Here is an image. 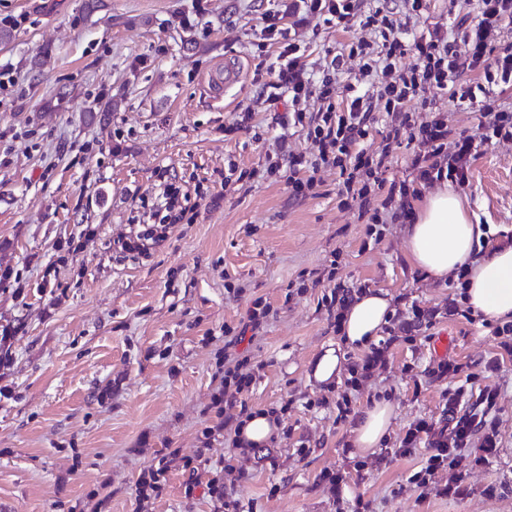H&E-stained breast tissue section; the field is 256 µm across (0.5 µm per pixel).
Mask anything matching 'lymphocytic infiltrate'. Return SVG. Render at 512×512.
Segmentation results:
<instances>
[{"label":"lymphocytic infiltrate","mask_w":512,"mask_h":512,"mask_svg":"<svg viewBox=\"0 0 512 512\" xmlns=\"http://www.w3.org/2000/svg\"><path fill=\"white\" fill-rule=\"evenodd\" d=\"M388 2L376 0L375 8L366 10L363 0H300L305 14L322 18L338 32L360 29L366 36L342 43L320 78L310 71L299 42L291 39L281 46L273 75L294 106L293 122L303 121L301 102L314 97L321 103L308 131L315 147L312 160L283 152L267 167L268 175L287 180L294 195L315 189L314 178H301V171L332 167L341 178V196L365 197L370 185H386L387 159L404 144L411 147L408 166L416 180L462 184L479 147L495 138L512 140V106L501 100L512 88V0H476L475 23L437 24L420 32L411 22L421 15L423 0H403L400 19L393 18ZM355 58L361 64L353 75L347 63ZM446 93L457 105L488 117L482 132L450 137L438 105ZM382 112L389 118L384 146L365 153L362 142ZM421 112L429 113V120L418 121ZM499 397V387H487L469 403L458 388L448 396L443 427L423 418L409 426L394 453L405 456L425 448L424 463L410 478L417 489L448 494V486L437 484V473L460 467L474 441L495 447Z\"/></svg>","instance_id":"lymphocytic-infiltrate-1"}]
</instances>
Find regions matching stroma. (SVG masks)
I'll return each instance as SVG.
<instances>
[{"label": "stroma", "mask_w": 512, "mask_h": 512, "mask_svg": "<svg viewBox=\"0 0 512 512\" xmlns=\"http://www.w3.org/2000/svg\"><path fill=\"white\" fill-rule=\"evenodd\" d=\"M292 2L98 0L90 11L86 0H0V19L19 20L0 42V70L15 79L0 92V272H13L0 280V327L17 330L0 376V512H213L205 484L230 449L222 438L203 446L202 431L215 419L224 333L258 299L270 308L264 328L235 348L256 369L252 384L224 398L285 413L267 460L224 472L243 512H354L360 500L371 512H512V356L481 373L499 352L497 323L453 309L452 282L412 265L404 224L368 235L335 170L318 172L305 197L265 174L279 146L311 156L320 106L309 99L302 125H284L287 95L262 87L278 52L259 44L265 14L280 13L318 72L346 40ZM229 61L241 79L214 99L204 77ZM247 109L250 130L225 135ZM232 164L244 177L228 183ZM163 175L195 191L198 208L149 253L121 251L118 239L159 207ZM458 191L487 232L480 251L511 240L512 142L481 146ZM333 281L385 291L396 311L437 312L409 336L383 329L384 360L355 389L346 381L365 353L339 345L322 301ZM444 334L452 346L440 356ZM335 347L341 373L319 382ZM445 357L474 380L441 375ZM460 385L501 395L496 447L473 443L463 467L437 476L453 494L410 483L422 452L382 464L352 447L373 398L395 406L394 447L417 419L444 424ZM343 393L353 412L340 423ZM174 451L194 472L173 466L161 497L137 499L141 475ZM326 469L343 475L338 488L320 482Z\"/></svg>", "instance_id": "35a3bbf8"}]
</instances>
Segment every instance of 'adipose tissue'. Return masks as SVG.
Segmentation results:
<instances>
[{
    "label": "adipose tissue",
    "mask_w": 512,
    "mask_h": 512,
    "mask_svg": "<svg viewBox=\"0 0 512 512\" xmlns=\"http://www.w3.org/2000/svg\"><path fill=\"white\" fill-rule=\"evenodd\" d=\"M486 232L473 222L458 193L441 188L430 193L408 228L406 248L414 266L434 279L468 273L458 288L459 300L474 316L512 322V243H503L491 256L473 257L475 243ZM392 311L388 296L369 291L356 296L344 312L342 341L368 348L376 342ZM394 406L379 399L367 407L352 430L354 447L367 452L378 448L389 431Z\"/></svg>",
    "instance_id": "1"
}]
</instances>
